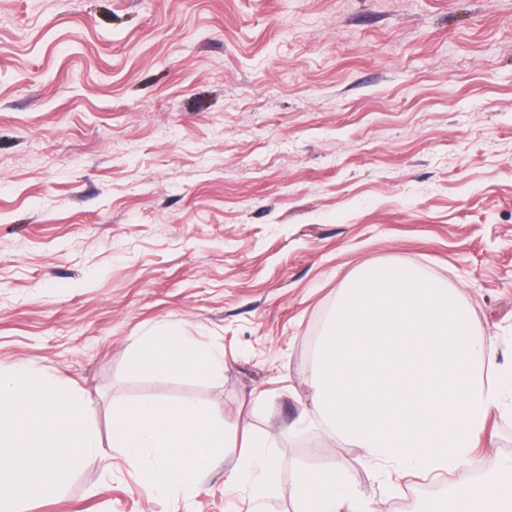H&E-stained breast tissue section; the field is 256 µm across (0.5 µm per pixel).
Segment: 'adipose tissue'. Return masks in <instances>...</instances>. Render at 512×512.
I'll use <instances>...</instances> for the list:
<instances>
[{"label":"adipose tissue","mask_w":512,"mask_h":512,"mask_svg":"<svg viewBox=\"0 0 512 512\" xmlns=\"http://www.w3.org/2000/svg\"><path fill=\"white\" fill-rule=\"evenodd\" d=\"M138 366L146 373H174L224 377V356L211 348L190 342L172 329L135 340ZM295 512H371L367 499L354 491L342 468L302 471L294 483Z\"/></svg>","instance_id":"adipose-tissue-1"}]
</instances>
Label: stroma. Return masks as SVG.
I'll list each match as a JSON object with an SVG mask.
<instances>
[{"label":"stroma","instance_id":"stroma-1","mask_svg":"<svg viewBox=\"0 0 512 512\" xmlns=\"http://www.w3.org/2000/svg\"><path fill=\"white\" fill-rule=\"evenodd\" d=\"M370 264L512 348V0H0V363L87 391L102 438L23 512H293L296 473L337 465L373 512L446 495L299 426ZM164 328L223 350V382L141 373L133 338ZM153 395L267 440L276 493L142 484L112 422ZM476 454L512 457L511 414Z\"/></svg>","mask_w":512,"mask_h":512}]
</instances>
